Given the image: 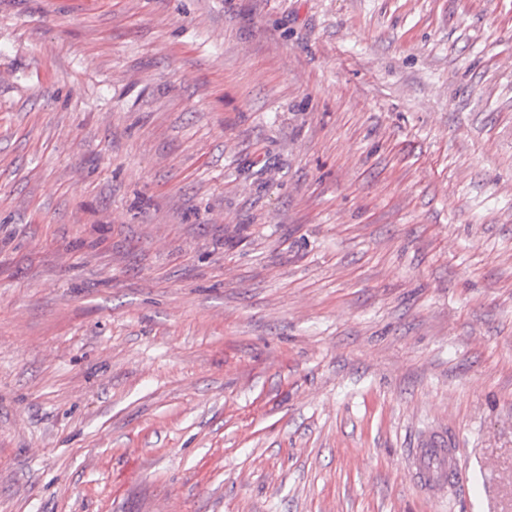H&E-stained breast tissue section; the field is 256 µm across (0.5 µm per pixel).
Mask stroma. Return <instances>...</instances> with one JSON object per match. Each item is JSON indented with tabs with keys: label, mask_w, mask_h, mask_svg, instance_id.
Masks as SVG:
<instances>
[{
	"label": "stroma",
	"mask_w": 512,
	"mask_h": 512,
	"mask_svg": "<svg viewBox=\"0 0 512 512\" xmlns=\"http://www.w3.org/2000/svg\"><path fill=\"white\" fill-rule=\"evenodd\" d=\"M0 512H512V0H0ZM443 447L431 445L412 448L410 452L411 477L424 490L437 495L445 491L448 483L460 486L465 481L455 465L454 448Z\"/></svg>",
	"instance_id": "35a3bbf8"
}]
</instances>
